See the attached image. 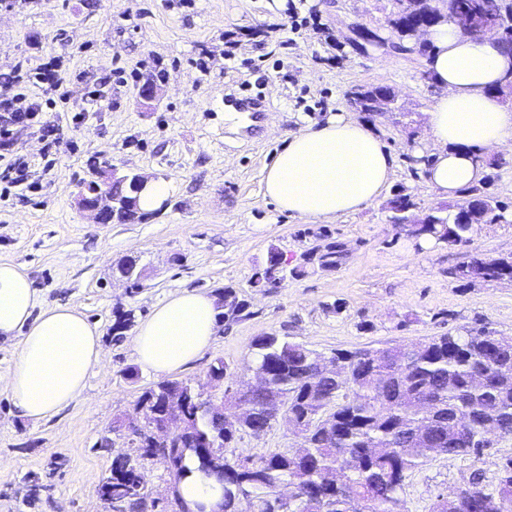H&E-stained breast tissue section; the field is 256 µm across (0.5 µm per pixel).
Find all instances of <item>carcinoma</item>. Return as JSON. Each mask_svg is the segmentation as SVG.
<instances>
[{
  "label": "carcinoma",
  "mask_w": 512,
  "mask_h": 512,
  "mask_svg": "<svg viewBox=\"0 0 512 512\" xmlns=\"http://www.w3.org/2000/svg\"><path fill=\"white\" fill-rule=\"evenodd\" d=\"M400 4L392 26L398 44L409 42L408 31L417 25L454 20L432 13L431 0H397ZM458 13L475 23L501 18L506 46L512 49V21L503 18L502 0H454ZM376 87L354 92L362 112L372 103L389 99ZM106 192L122 201L130 197L131 180L117 179ZM465 204L454 213L442 209L429 224L415 230V238H432L448 246L470 243L475 227L507 224L509 205L483 183L465 189ZM415 206L412 196L398 191L388 202L393 223L409 218ZM280 251L272 246L265 264L256 269L253 288H276L286 275H271ZM342 244L325 241L304 253L303 263L290 271L306 272L309 265L334 270L342 265ZM468 281L512 278V257L487 259L479 255L452 271ZM224 297L232 305L224 320L249 316L248 305L237 300L231 288ZM482 327L460 335L433 337L414 345H387L337 350L332 356L275 334L256 338L251 344L254 370L264 371L269 387L250 393L229 394L230 400L251 406L247 426L228 428L219 416L201 409L185 382L164 379L143 392L134 411L143 416L142 429L149 431L168 415L167 398L181 392L176 414L184 434L172 446L166 462L174 480L211 472L213 464L224 468L218 481L223 489L224 512H239L247 499L254 512H401L400 492L408 475L430 459L437 448L444 456H474L486 447V411L500 435L512 437V343ZM303 427L308 448L302 461L289 449L241 458L231 449L240 434L259 437L278 418ZM98 494L118 512H146L148 494L137 463L116 456ZM448 510L434 505L431 512H512V458L488 483L480 470L472 472L467 485L446 496Z\"/></svg>",
  "instance_id": "1"
}]
</instances>
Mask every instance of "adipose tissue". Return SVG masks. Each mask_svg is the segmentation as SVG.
<instances>
[{
    "mask_svg": "<svg viewBox=\"0 0 512 512\" xmlns=\"http://www.w3.org/2000/svg\"><path fill=\"white\" fill-rule=\"evenodd\" d=\"M436 95L426 116L434 145L424 176L437 194L453 197L481 184L485 149L512 150V108L496 93L512 54L492 34L473 38L440 22L423 38ZM395 159L367 126L341 116L289 132L266 168L265 195L279 211L331 223L379 201ZM220 326L214 295L181 290L154 307L132 340L137 361L171 373L191 366ZM101 332L76 307L40 308L35 288L14 265L0 263V338L18 353L4 384L27 419L52 418L85 391L102 362Z\"/></svg>",
    "mask_w": 512,
    "mask_h": 512,
    "instance_id": "adipose-tissue-1",
    "label": "adipose tissue"
}]
</instances>
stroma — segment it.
Here are the masks:
<instances>
[{"label":"stroma","instance_id":"1","mask_svg":"<svg viewBox=\"0 0 512 512\" xmlns=\"http://www.w3.org/2000/svg\"><path fill=\"white\" fill-rule=\"evenodd\" d=\"M395 0H7L0 6V100L32 91L42 104L34 126L15 129L0 148V173L24 162L29 187L0 176V263L31 279L42 306H77L101 331L104 362L84 394L57 416L33 422L0 386V512H107L97 494L119 455L137 458L155 506L179 512L173 478L159 457H141L132 434L113 431L161 378L135 358L134 326L170 294L234 289L249 317L221 324L210 347L176 380L220 402L225 388L252 381L250 345L276 334L324 354L411 344L485 327L512 337V282L457 279L473 253L512 254V224L478 227L449 247L400 234L388 199L399 190L414 216L457 206L426 183L421 158L432 150L425 118L435 89L422 54L370 44L358 28L389 38ZM62 86L29 79L44 54ZM139 71L132 79L131 71ZM157 98L143 102V80ZM386 86L393 111H359L358 88ZM267 104L256 137L227 121V92ZM340 115L370 124L395 157L382 200L328 224L347 256L335 270L309 269L279 287L250 279L277 246L291 264L314 247L319 224L280 212L263 174L288 132ZM53 129L56 145L43 138ZM164 180L169 196L143 221L102 224L77 204L82 181L103 164ZM134 257L138 290L112 272ZM133 325L114 335L116 311ZM231 375L208 376L215 360ZM512 458V438L480 458L438 456L407 477L403 512H429L438 495L473 470L494 479ZM43 490L29 503L30 484Z\"/></svg>","mask_w":512,"mask_h":512}]
</instances>
